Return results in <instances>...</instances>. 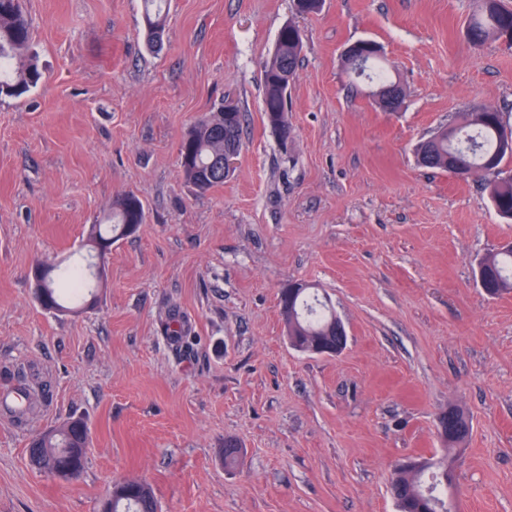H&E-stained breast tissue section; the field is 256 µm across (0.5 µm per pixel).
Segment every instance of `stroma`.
Listing matches in <instances>:
<instances>
[{"mask_svg":"<svg viewBox=\"0 0 512 512\" xmlns=\"http://www.w3.org/2000/svg\"><path fill=\"white\" fill-rule=\"evenodd\" d=\"M44 72L0 100V391L24 369L38 409L0 413V512H97L113 483H149L158 512H396L394 466L447 458L458 512H512V293L477 263L512 238L481 175L422 167L417 144L465 110L512 123V46L471 44L472 0H169L151 50L142 0H22ZM304 48L287 142L263 118L279 30ZM381 46L395 112L351 83L352 43ZM245 115L235 170L197 193L178 161L202 116ZM124 193L145 220L113 243L81 312L37 301L36 262L79 268ZM326 293L349 336L335 357L289 345L279 294ZM179 321L194 343L165 337ZM472 419L448 448L438 418ZM82 420L84 472L65 484L29 444ZM241 448L225 467V441Z\"/></svg>","mask_w":512,"mask_h":512,"instance_id":"stroma-1","label":"stroma"}]
</instances>
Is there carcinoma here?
Listing matches in <instances>:
<instances>
[{
  "instance_id": "cac0c4a2",
  "label": "carcinoma",
  "mask_w": 512,
  "mask_h": 512,
  "mask_svg": "<svg viewBox=\"0 0 512 512\" xmlns=\"http://www.w3.org/2000/svg\"><path fill=\"white\" fill-rule=\"evenodd\" d=\"M167 0H143V22L147 44L156 46V31L166 28ZM466 37L475 46L505 39L512 42V9L502 0H474V10L466 27ZM303 38L301 30L288 24L280 29L273 57L263 70V115L282 143H287L292 127L288 119V94L280 85L282 75L295 78L301 61ZM366 70L375 85L373 94L385 96V89L393 81L379 63L375 50L369 51ZM43 73L37 64L30 29L24 17L21 0H0V99L19 98L36 87ZM507 126L500 112L489 108H474L463 113V123L449 131L442 129L418 145L427 159L423 166L448 170V158L465 165V173H481L489 189V199L497 215L512 223V170L506 164L512 161V147L507 142ZM242 112L219 110L198 121L183 137L179 154H187L191 161L180 162L187 181L199 192H205L224 183V149L232 146L242 149ZM145 210L141 199L127 193L113 203L112 212L104 223L91 227L90 240L113 243L127 237L125 225L141 224ZM492 291L501 295L512 292V251L498 250L486 257ZM45 284L43 308L59 313L71 311L64 304L65 297L80 298L85 294L84 275L70 269L62 273L56 267H42ZM292 302L288 315V336L297 348H308L336 335L333 307H316L310 301L308 289L301 288L293 298L281 293L280 303ZM168 339L190 348V337L180 323L167 324ZM88 432L80 421H67L43 432L29 448L31 462L59 481H66V471L83 473L86 466ZM131 487L113 492L108 499V512H157V503L151 488L144 481L131 478ZM452 482L450 471L442 467L437 473L425 476V471L414 467L401 469L393 477L398 489V508L416 506L423 499L427 512H451L449 499L444 496Z\"/></svg>"
}]
</instances>
